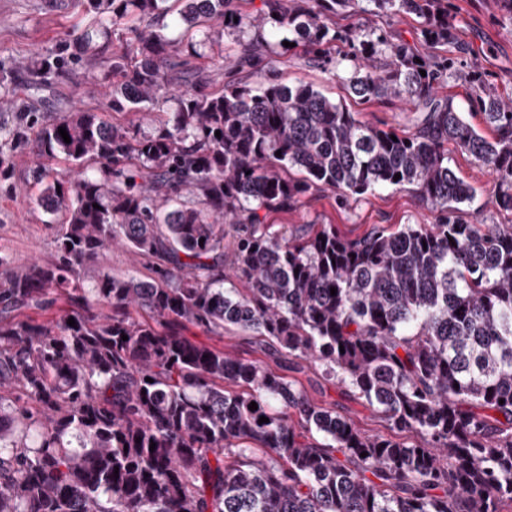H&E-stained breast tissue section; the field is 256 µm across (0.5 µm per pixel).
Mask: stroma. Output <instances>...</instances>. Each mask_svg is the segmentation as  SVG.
Returning <instances> with one entry per match:
<instances>
[{
    "instance_id": "stroma-1",
    "label": "stroma",
    "mask_w": 512,
    "mask_h": 512,
    "mask_svg": "<svg viewBox=\"0 0 512 512\" xmlns=\"http://www.w3.org/2000/svg\"><path fill=\"white\" fill-rule=\"evenodd\" d=\"M448 5L456 43L448 48L452 68L438 94L452 98L468 121L479 127L483 118L473 107L477 87L469 81L474 71L485 73L497 93L512 101V14L503 11L498 0H449ZM93 15L89 0H0V67L13 70L17 61L37 51L59 50L70 57L75 51L74 38L90 24ZM336 24L383 32L411 43L420 36L419 21L412 15L340 16ZM221 44L224 58L190 61L191 66L207 75L213 90L227 84L258 90L274 80L291 86L308 83L326 96L339 99L345 95L342 81L354 66L348 57L349 48L343 43L337 44L330 56L320 62L314 61L304 47L290 48L272 68L228 64L227 56L238 54L240 48L229 34L223 36ZM119 45L118 36L112 34L99 39L96 56L71 61L65 75L45 90H33L29 74L15 72L7 93L28 105L43 122L58 118L61 111L76 108L105 113L108 120L117 124L136 123L133 113L106 108L112 74L102 62L111 58ZM348 107L357 112L360 120L400 133L413 131L418 118L411 105L402 102L352 100ZM36 162L34 143L11 146L0 137V257L15 266L37 259L51 260L56 251L60 219L36 203L43 189L33 178ZM448 165L473 193L471 204L462 206L459 213L463 221L512 223V214L499 211L495 205L496 181L488 169L453 144L448 147ZM265 221L299 233L307 232L313 224H332L342 236L355 239L376 227L394 230L405 224H434L438 214L425 206L410 186L385 187L359 198L345 197L330 189H314L300 209L267 213ZM102 270L134 276L145 273L142 264L119 245L104 250L88 264L86 287L94 286ZM286 376L298 380L314 400L335 404L337 412L353 419L361 429L370 433L384 431L385 423L378 415L359 401L341 395L314 367L290 370Z\"/></svg>"
}]
</instances>
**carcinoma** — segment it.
I'll return each mask as SVG.
<instances>
[{"instance_id": "1", "label": "carcinoma", "mask_w": 512, "mask_h": 512, "mask_svg": "<svg viewBox=\"0 0 512 512\" xmlns=\"http://www.w3.org/2000/svg\"><path fill=\"white\" fill-rule=\"evenodd\" d=\"M166 2L91 5L101 28L126 34L104 61L112 111L152 122L172 99V122L142 133L73 110L36 131L37 156H64L76 177L34 170L38 204L63 216L55 258L0 257V512H512V224L462 222L470 187L448 166L453 142L495 175L496 205L512 213V102L473 76L488 137L438 97L455 42L448 0H262L254 14L173 0L169 24ZM357 12L418 17L423 47L336 27ZM217 28L236 36L240 63L278 29L320 59L338 41L357 61L384 54L344 89L410 102L416 130L365 123L303 83L211 91L196 74L166 95L171 56H204L197 34ZM24 69L44 86L65 61L37 53ZM387 186L415 188L438 223L348 240L334 224L275 232L259 215L297 209L313 187ZM184 189L195 205H175ZM226 224L242 292L224 287ZM115 242L149 274L101 271L88 291L87 264ZM57 302L46 322L23 315ZM228 326L318 367L387 433L187 335Z\"/></svg>"}]
</instances>
